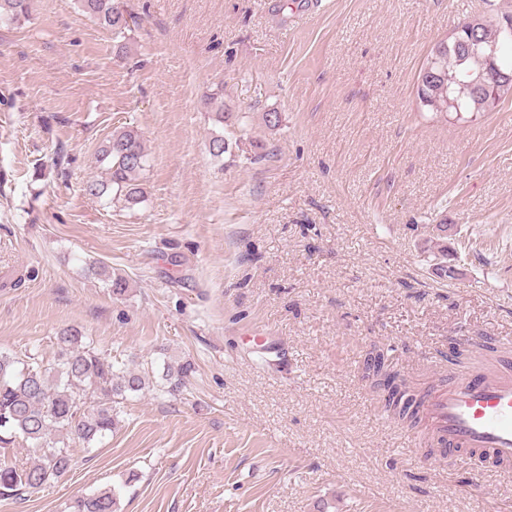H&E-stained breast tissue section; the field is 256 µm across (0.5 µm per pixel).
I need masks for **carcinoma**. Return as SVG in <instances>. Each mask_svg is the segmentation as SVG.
I'll return each instance as SVG.
<instances>
[{"instance_id":"obj_1","label":"carcinoma","mask_w":512,"mask_h":512,"mask_svg":"<svg viewBox=\"0 0 512 512\" xmlns=\"http://www.w3.org/2000/svg\"><path fill=\"white\" fill-rule=\"evenodd\" d=\"M122 0H80L83 13L115 38L125 37L130 29ZM30 0H0V20L19 22L28 17ZM496 63L512 73V11L469 31H458L434 44L423 64L417 86L421 109L435 113L480 114L492 111L512 95V86L502 89L491 79L489 53ZM223 93L209 94L205 106L215 120L233 125L235 113L224 111ZM97 163L101 178L86 183L85 194L101 197L115 192L130 206L142 202L144 191L138 183L148 165V154L140 133L131 127L112 132L100 147ZM448 224L435 225L438 239L433 245L442 261L436 275L455 278L448 267ZM88 272L102 280L112 293L122 295L126 280L112 277L109 266L95 262ZM58 354L46 368L36 361L24 364L0 353V449L8 450L28 442L32 462H0V496L20 497L61 477L71 466L69 440L86 444L112 432L119 410V399L145 388L140 374L95 353L88 337L76 328H64L56 336ZM365 371L386 380L385 406L391 416L411 427L420 423L414 408L416 395L397 383L399 375L391 369L383 350L367 357ZM112 491L100 490L77 500V512H112Z\"/></svg>"}]
</instances>
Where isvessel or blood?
<instances>
[{
	"label": "vessel or blood",
	"instance_id": "1",
	"mask_svg": "<svg viewBox=\"0 0 512 512\" xmlns=\"http://www.w3.org/2000/svg\"><path fill=\"white\" fill-rule=\"evenodd\" d=\"M420 412L442 457L471 450L512 465V358L449 374L425 395Z\"/></svg>",
	"mask_w": 512,
	"mask_h": 512
}]
</instances>
